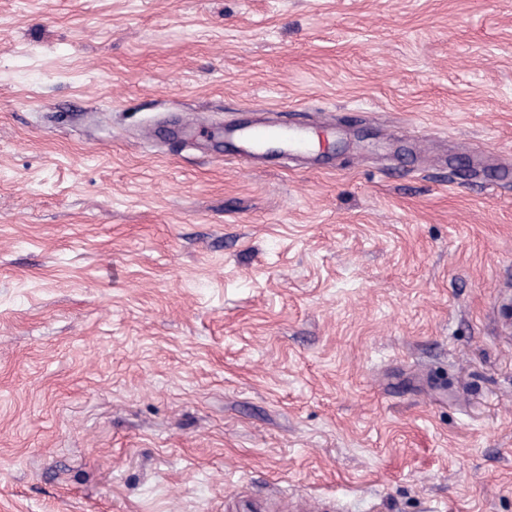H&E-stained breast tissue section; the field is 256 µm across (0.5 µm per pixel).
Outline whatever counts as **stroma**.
<instances>
[{"mask_svg": "<svg viewBox=\"0 0 512 512\" xmlns=\"http://www.w3.org/2000/svg\"><path fill=\"white\" fill-rule=\"evenodd\" d=\"M507 300L512 0H0V512H512ZM224 135L236 139L241 144L237 153L238 161L247 163L253 158L259 144L267 139H284L288 142L289 147L295 149L305 147L309 137V128L307 124L282 122L281 120L265 123L262 126H251L248 131L229 124L224 128Z\"/></svg>", "mask_w": 512, "mask_h": 512, "instance_id": "stroma-1", "label": "stroma"}]
</instances>
